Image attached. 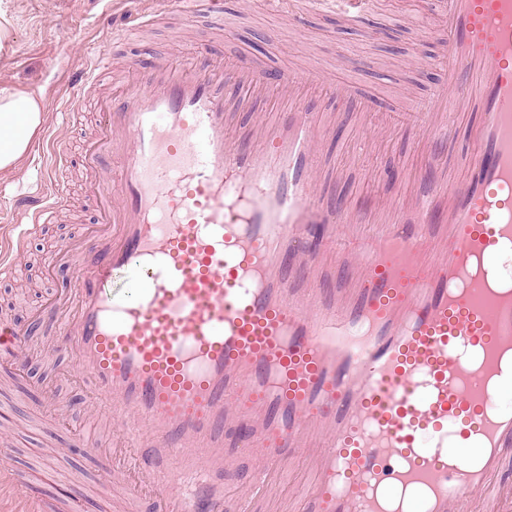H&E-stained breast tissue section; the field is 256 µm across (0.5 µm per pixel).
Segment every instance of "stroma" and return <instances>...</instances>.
Returning <instances> with one entry per match:
<instances>
[{
  "mask_svg": "<svg viewBox=\"0 0 512 512\" xmlns=\"http://www.w3.org/2000/svg\"><path fill=\"white\" fill-rule=\"evenodd\" d=\"M5 2L11 25L0 50V83L41 92L45 103L43 128L28 158L19 170L0 174V214L10 224L29 222L11 199L36 190L51 158L50 142L67 140L71 157H78L85 134L98 121L96 98L133 82V60L147 69L162 59L229 66L247 57L276 71L317 59L323 72L308 76L305 94L311 105L336 110L333 133L321 155L325 171L333 176L325 190L337 200L370 192L388 195L403 186L418 163L417 114L445 80L442 69L430 74L413 61L425 41L427 15L438 0H377L374 10L356 21L332 13L319 16L310 12L307 0H290L301 14L296 32L266 0H224L222 17L204 15L189 28L175 15L152 21L156 0H138L137 9L148 21L126 40L119 37L126 10L122 0ZM104 49L112 54L111 68L95 86H83L80 74ZM368 121L393 125L398 134L363 154L353 134ZM85 178L84 171H72L60 223L33 234L15 278L0 280V317L27 324L71 276L70 268L57 264L56 251L58 242L82 237L97 220ZM51 338L46 327L27 341L26 368L17 389L0 394V439L11 444L0 466L10 467L48 500H64L72 487H79L83 498L77 512H104L106 496L112 512H121L125 475L116 469L107 480L99 470L100 458L112 454L115 433L99 427V403L86 383L60 380L74 358L47 359L45 344ZM89 437L96 449L78 451Z\"/></svg>",
  "mask_w": 512,
  "mask_h": 512,
  "instance_id": "35a3bbf8",
  "label": "stroma"
}]
</instances>
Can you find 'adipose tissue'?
I'll list each match as a JSON object with an SVG mask.
<instances>
[{
    "label": "adipose tissue",
    "mask_w": 512,
    "mask_h": 512,
    "mask_svg": "<svg viewBox=\"0 0 512 512\" xmlns=\"http://www.w3.org/2000/svg\"><path fill=\"white\" fill-rule=\"evenodd\" d=\"M44 122L41 95L0 85V172L17 170Z\"/></svg>",
    "instance_id": "obj_1"
}]
</instances>
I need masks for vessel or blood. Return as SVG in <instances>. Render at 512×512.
I'll return each mask as SVG.
<instances>
[{"mask_svg": "<svg viewBox=\"0 0 512 512\" xmlns=\"http://www.w3.org/2000/svg\"><path fill=\"white\" fill-rule=\"evenodd\" d=\"M432 64L446 81L422 114L424 168L400 197L327 204L295 71L248 59L167 62L100 101L81 164L100 221L61 243L70 283L39 317L120 419L150 472L155 512H224L212 471L255 461L256 512L298 459L299 512H503L512 501V0H446ZM259 101L272 119L240 130ZM478 113L473 170H442L455 118ZM31 220L0 228V275L56 223L65 142ZM27 327L0 325L19 368ZM241 442L225 443V433ZM0 470V512H44Z\"/></svg>", "mask_w": 512, "mask_h": 512, "instance_id": "obj_1", "label": "vessel or blood"}]
</instances>
